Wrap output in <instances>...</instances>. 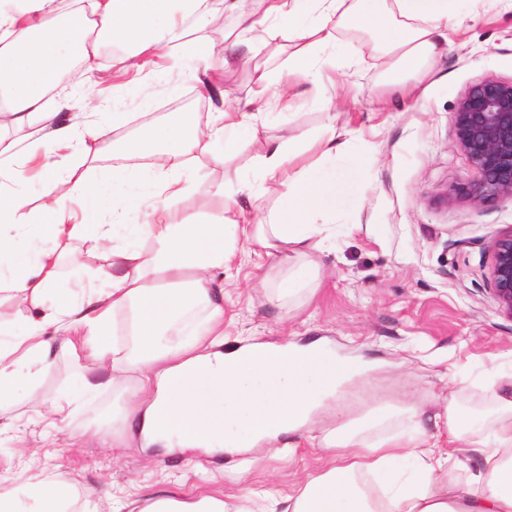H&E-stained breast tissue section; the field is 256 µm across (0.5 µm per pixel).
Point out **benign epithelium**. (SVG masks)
Segmentation results:
<instances>
[{"label": "benign epithelium", "mask_w": 512, "mask_h": 512, "mask_svg": "<svg viewBox=\"0 0 512 512\" xmlns=\"http://www.w3.org/2000/svg\"><path fill=\"white\" fill-rule=\"evenodd\" d=\"M457 146L477 178L458 188L476 204L512 197V83L484 80L468 87L454 112ZM491 294L512 318V234L492 247Z\"/></svg>", "instance_id": "obj_1"}]
</instances>
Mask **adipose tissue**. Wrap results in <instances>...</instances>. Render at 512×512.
I'll return each mask as SVG.
<instances>
[{"label":"adipose tissue","mask_w":512,"mask_h":512,"mask_svg":"<svg viewBox=\"0 0 512 512\" xmlns=\"http://www.w3.org/2000/svg\"><path fill=\"white\" fill-rule=\"evenodd\" d=\"M16 2L13 9L0 7V110L13 126L31 124L64 70L75 64L94 70L99 43L123 46L134 67L166 49L176 67L201 56L205 46L189 38L185 23L205 26L217 3L239 20L232 48L261 19L287 26L293 50L286 74L263 71L255 79L257 97L283 110L292 109L300 87L314 82L326 60L350 54L342 30L374 34L389 63L387 82L410 95L463 25L459 0H262L259 14L252 0H91L90 11L78 7L47 23L48 0ZM250 106L236 102L206 127L187 118L162 124L117 147L107 125L65 117L50 131L33 130L23 152L0 147V287L34 304L24 321L0 320V418H8L19 382L36 397L52 365L54 336L64 337L87 392L103 388L94 366L108 360L137 381L143 403L127 419L148 441L174 437L230 456L309 428L325 402L360 374L357 364L315 344L221 349V291L232 241L253 236L266 248L273 263L261 285L271 303L301 298L316 279V254L330 236L351 230L363 210L360 179L375 160L349 131L330 123L306 139L266 144L260 170L276 187L278 204L259 220L233 199L206 222L178 219L170 203L190 190L185 173L195 158L223 159L242 142L257 141ZM76 138L86 153L115 148L130 163L92 181L72 178L54 155ZM308 151L316 160L300 164ZM155 155L157 167L144 166ZM35 158L43 161V179L57 188L37 208L29 205L24 176ZM132 208L144 213V223H128ZM339 211L346 222L332 224ZM65 240L86 243L108 262L101 283L75 299L60 278ZM191 309L204 317L183 326ZM120 316L128 320L127 347L111 336ZM404 411L417 432L405 443L362 440L363 431L390 417L387 409L327 432L322 445L335 452V463L299 483L283 499L282 512H512V374L496 396L493 426L464 421L453 400L436 412L417 401ZM473 452L481 455L478 472L460 477ZM29 493L38 512H81L65 476L31 484ZM247 500L244 494L187 500L168 492L142 512H248Z\"/></svg>","instance_id":"adipose-tissue-1"}]
</instances>
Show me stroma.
<instances>
[{
    "instance_id": "1",
    "label": "stroma",
    "mask_w": 512,
    "mask_h": 512,
    "mask_svg": "<svg viewBox=\"0 0 512 512\" xmlns=\"http://www.w3.org/2000/svg\"><path fill=\"white\" fill-rule=\"evenodd\" d=\"M464 31L442 51L424 79L423 94L410 101L385 85L386 61L371 38L340 34L356 52L327 63L319 103L299 102L294 115L265 100L252 106L257 142L225 160L203 154L193 162V190L173 202L194 221L218 213L225 197L250 186V201L268 210L278 202L257 174L263 143L307 135L328 120L353 130L377 160L365 168V205L360 224L330 241L319 258V285L290 306L266 299L257 282L268 260L263 246L238 240L236 262L224 271V346L238 339L306 345L322 342L334 354L361 364L337 404L297 440L296 447H259L241 457L202 448L165 451L144 447L134 431L114 418L139 399L134 381L97 393L59 430H51L27 402V388L14 393L13 420L0 430V489L24 488L33 474L72 478L87 512H115L165 491L184 498L233 496L252 490L258 512H272L274 494L323 472L331 462L321 448L337 422L363 416L380 403L422 397L458 404L485 416L493 403L491 376L512 368V317L500 312L489 290L491 247L512 233V198L478 205L455 189L477 174L456 144L454 110L460 95L486 79L512 82V0H463ZM290 51L286 30L262 27L242 49L237 67L210 53L188 67L164 71L130 67L121 46L100 53L99 66L64 74L70 112L96 119L89 101L115 104L123 120L115 140L188 117L213 121L224 103L251 98L255 69H281ZM103 256L73 240L64 248L63 282L99 275ZM99 433L87 437V426Z\"/></svg>"
}]
</instances>
